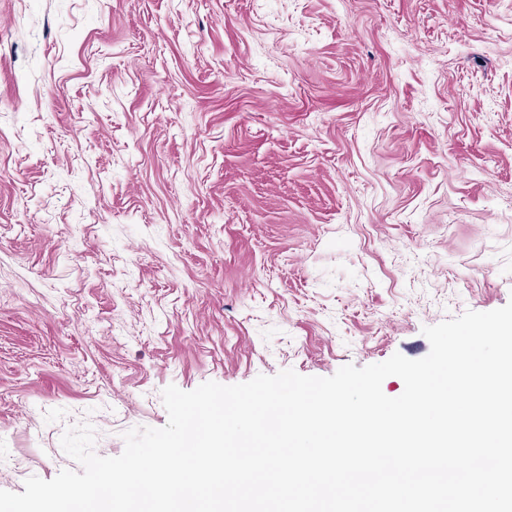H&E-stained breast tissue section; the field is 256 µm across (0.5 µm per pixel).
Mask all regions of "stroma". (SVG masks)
I'll return each mask as SVG.
<instances>
[{
  "label": "stroma",
  "mask_w": 512,
  "mask_h": 512,
  "mask_svg": "<svg viewBox=\"0 0 512 512\" xmlns=\"http://www.w3.org/2000/svg\"><path fill=\"white\" fill-rule=\"evenodd\" d=\"M511 300L512 0H0V490Z\"/></svg>",
  "instance_id": "obj_1"
}]
</instances>
